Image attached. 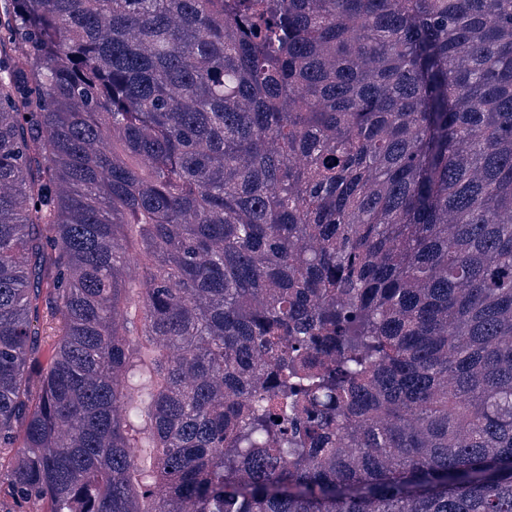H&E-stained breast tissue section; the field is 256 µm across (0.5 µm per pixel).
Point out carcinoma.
I'll return each instance as SVG.
<instances>
[{
    "mask_svg": "<svg viewBox=\"0 0 512 512\" xmlns=\"http://www.w3.org/2000/svg\"><path fill=\"white\" fill-rule=\"evenodd\" d=\"M2 494L512 512V0H0Z\"/></svg>",
    "mask_w": 512,
    "mask_h": 512,
    "instance_id": "cac0c4a2",
    "label": "carcinoma"
}]
</instances>
